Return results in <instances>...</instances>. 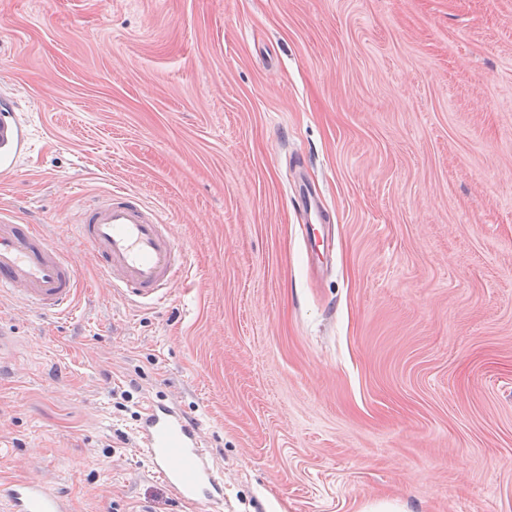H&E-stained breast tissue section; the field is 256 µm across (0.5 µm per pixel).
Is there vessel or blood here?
<instances>
[{"label":"vessel or blood","instance_id":"vessel-or-blood-1","mask_svg":"<svg viewBox=\"0 0 512 512\" xmlns=\"http://www.w3.org/2000/svg\"><path fill=\"white\" fill-rule=\"evenodd\" d=\"M29 148L25 123L11 92L0 90V173H10ZM307 248L327 246L324 207L315 192L303 190ZM77 226L81 242L95 256L114 293L134 302H160L180 279L185 252L158 211L136 194L112 190L86 201ZM77 271L40 225L20 223L0 209V296L18 300L40 315L66 319L79 295ZM139 446L153 474L182 503H201L224 512V477L213 461L200 423L162 399L139 418ZM180 457L172 467L171 457ZM0 512H71L67 498L39 480L0 482Z\"/></svg>","mask_w":512,"mask_h":512}]
</instances>
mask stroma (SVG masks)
<instances>
[{"instance_id":"obj_1","label":"stroma","mask_w":512,"mask_h":512,"mask_svg":"<svg viewBox=\"0 0 512 512\" xmlns=\"http://www.w3.org/2000/svg\"><path fill=\"white\" fill-rule=\"evenodd\" d=\"M0 81L30 146L0 205L83 286L55 322L0 300V481L208 512L136 452L164 399L224 512H512V0H0ZM113 188L184 247L157 306L76 239ZM304 224H301L303 241L308 250L314 249L317 245L322 246L323 251L329 247L328 240L324 235V207L316 192L306 188L301 190Z\"/></svg>"}]
</instances>
